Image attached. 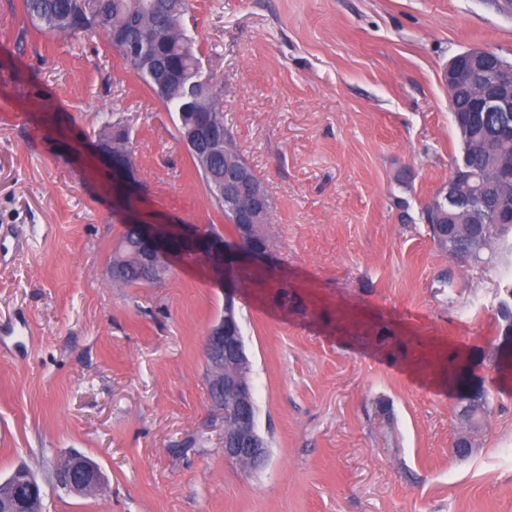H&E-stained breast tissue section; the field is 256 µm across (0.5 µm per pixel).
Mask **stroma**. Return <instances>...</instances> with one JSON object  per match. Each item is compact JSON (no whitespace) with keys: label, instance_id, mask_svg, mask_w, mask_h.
Returning <instances> with one entry per match:
<instances>
[{"label":"stroma","instance_id":"1","mask_svg":"<svg viewBox=\"0 0 512 512\" xmlns=\"http://www.w3.org/2000/svg\"><path fill=\"white\" fill-rule=\"evenodd\" d=\"M190 2L273 202L267 256L234 291L269 461L224 458L208 268L112 278L127 212L92 149L104 120L130 131L141 220L224 226L175 114L104 38L26 30L21 0H0V478L30 468L47 512H512L499 277L449 258L420 217L462 147L443 71L473 47L512 61V17L489 0ZM461 367L489 391L475 429ZM74 451L105 490L55 487Z\"/></svg>","mask_w":512,"mask_h":512}]
</instances>
